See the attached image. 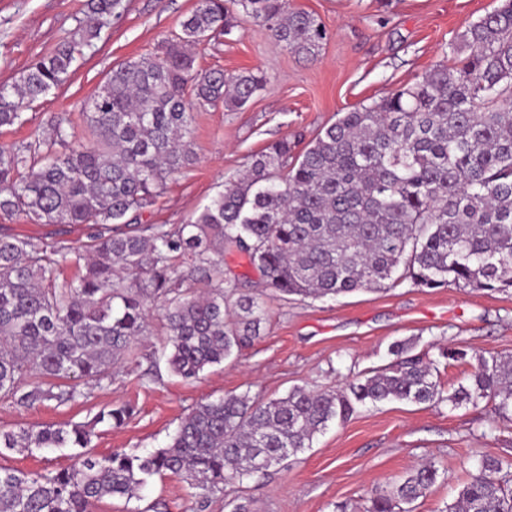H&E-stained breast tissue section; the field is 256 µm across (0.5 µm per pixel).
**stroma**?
<instances>
[{
	"instance_id": "stroma-1",
	"label": "stroma",
	"mask_w": 512,
	"mask_h": 512,
	"mask_svg": "<svg viewBox=\"0 0 512 512\" xmlns=\"http://www.w3.org/2000/svg\"><path fill=\"white\" fill-rule=\"evenodd\" d=\"M85 0H0V85L16 82L35 61L69 37L83 18ZM317 14L330 31L316 60L298 57L269 32L239 19L231 34L211 39L197 52L199 70L259 71L268 78L238 112L223 108L197 113L194 161L173 176L145 224H185L207 205L224 181L243 170L251 155L285 139L303 151L337 113L367 104L443 60L449 43L499 0H292ZM196 0H123L118 21L102 29L93 46L80 47L69 80L25 112L26 122L0 129V145L30 141L66 115L83 135L85 101L117 64L155 51L181 32ZM92 226H45L22 217H0V235L39 244L79 247ZM231 287L262 291L267 311L259 338L223 364L185 381L153 352L163 336L159 322L135 344L111 380L88 384L76 401L21 407L0 400V428L86 423L101 409L129 405L123 426L95 424L89 452L146 454L165 447L179 422L198 403L243 392L264 399L302 386L341 389L369 371L388 367L391 346L415 342L416 354L439 359L455 344L472 353L512 356V295L454 287L417 288L409 283L318 300L281 297L261 288L262 276L238 254L224 257ZM512 459V426L493 405L437 406L388 401L360 407L347 422L332 423L311 448L288 466L229 488L249 497L255 512H336L339 504L366 512L375 493L397 483L425 460L441 472L416 502L415 512H443L468 481L482 455ZM74 449L0 452V466L25 472L77 464ZM96 512H225L223 499L199 508L187 483L154 477L126 500L107 497Z\"/></svg>"
}]
</instances>
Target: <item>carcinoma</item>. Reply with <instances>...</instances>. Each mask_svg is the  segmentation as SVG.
<instances>
[{"label":"carcinoma","mask_w":512,"mask_h":512,"mask_svg":"<svg viewBox=\"0 0 512 512\" xmlns=\"http://www.w3.org/2000/svg\"><path fill=\"white\" fill-rule=\"evenodd\" d=\"M243 17L308 60L329 36L322 19L290 0H233ZM86 19L65 41L0 85V128L59 89L88 44L120 16L122 0H87ZM182 35L112 68L87 103L88 136L59 117L44 137L0 146V215L32 224H92L80 249L39 247L0 236V395L21 406L66 404L80 383L112 367L147 335L149 305L161 303L171 372L200 377L260 336L266 309L251 291L224 290V254L239 252L265 287L322 299L408 282L414 287L512 291V0L471 23L450 58L414 82L336 114L307 148L280 140L252 156L186 224H142L140 213L167 179L193 161L196 112L242 110L268 84L262 73L195 69L194 49L228 35L224 0H198ZM74 264L77 274L61 270ZM236 319H227L229 310ZM396 342V361L341 390L295 387L262 400L231 394L201 402L170 442L145 455H89L92 425L121 426L128 405L93 424L0 429V449L79 448L73 468L29 473L0 467V512H94L105 497L137 495L149 478L185 479L205 504L311 447L328 423L367 402L494 403L512 422V356L441 352L468 364L452 395L434 380L435 361ZM424 463L368 512H408L435 484ZM448 512H512V460L483 455Z\"/></svg>","instance_id":"obj_1"}]
</instances>
